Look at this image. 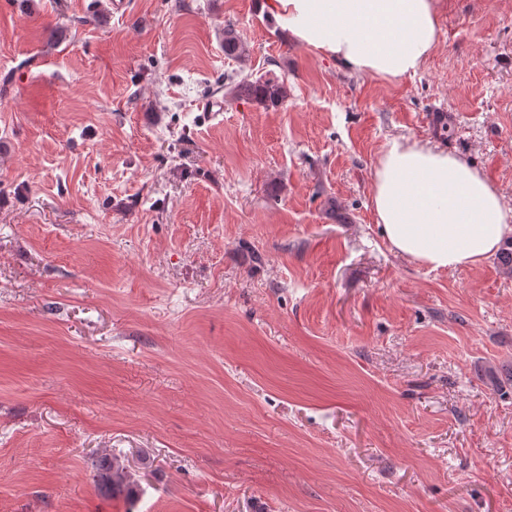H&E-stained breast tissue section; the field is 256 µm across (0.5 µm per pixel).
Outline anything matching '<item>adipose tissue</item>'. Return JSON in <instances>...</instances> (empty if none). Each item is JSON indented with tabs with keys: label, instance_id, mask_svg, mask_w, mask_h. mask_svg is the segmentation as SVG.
I'll use <instances>...</instances> for the list:
<instances>
[{
	"label": "adipose tissue",
	"instance_id": "obj_1",
	"mask_svg": "<svg viewBox=\"0 0 512 512\" xmlns=\"http://www.w3.org/2000/svg\"><path fill=\"white\" fill-rule=\"evenodd\" d=\"M256 8L285 38L353 75L416 74L439 42L438 0H257ZM371 207L390 250L433 271L472 267L512 234V208L482 173L406 137L383 147Z\"/></svg>",
	"mask_w": 512,
	"mask_h": 512
}]
</instances>
